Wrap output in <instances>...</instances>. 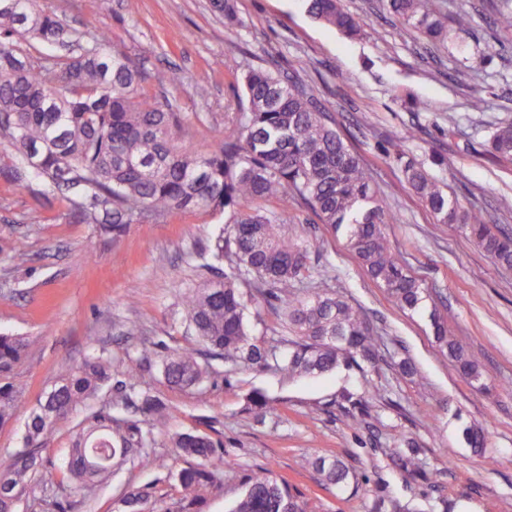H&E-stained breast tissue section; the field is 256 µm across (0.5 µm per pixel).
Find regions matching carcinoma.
Instances as JSON below:
<instances>
[{
	"label": "carcinoma",
	"mask_w": 512,
	"mask_h": 512,
	"mask_svg": "<svg viewBox=\"0 0 512 512\" xmlns=\"http://www.w3.org/2000/svg\"><path fill=\"white\" fill-rule=\"evenodd\" d=\"M390 12L417 28L432 45L448 46V25L472 27L463 8L453 16L429 7V0H385ZM213 9L230 25L240 24L234 0H212ZM317 19L347 37L360 31L357 19L340 0H308ZM75 36L55 14L36 8V0H0V140L12 153L0 174L18 185L28 177L47 192L69 193L72 215L96 224L116 240L127 225L173 211L209 209L230 212V220L208 248L211 270L224 266V278L190 288L184 296V321L197 345L169 349L153 344L152 357L129 361L122 378H112V354L102 348L60 372L28 416L25 448L0 457V512H69L68 498L48 493L54 467L39 449L58 422L78 409L86 415L76 424L72 448L63 466L74 490L91 494L112 478L115 468L138 457L148 458L156 438L166 435L168 405L141 388L153 366L164 383L176 389L202 390L214 371L201 349L224 363L269 368L288 379L322 375L340 367L372 364L380 338L362 310L325 287L314 273L306 241L284 229L290 202L306 204L335 231L378 287L404 311L426 308L427 289L386 241L389 223L371 187L369 168L327 122L308 93L264 68L245 76L248 111L238 113L233 131L215 139L207 151L181 143L190 117L144 91L141 66L108 50L102 34ZM37 47L24 53L19 40ZM56 51L46 55L40 48ZM492 153L512 159V125L499 127ZM405 179L440 224H454L505 272H512V236L485 223L481 213L462 211L447 186L424 169L404 160ZM275 199L282 208L269 211ZM268 306L284 316L294 336L274 344L255 334L250 310ZM436 341L457 371L474 387L485 388L478 363L448 334L446 323L432 313ZM27 349L18 337L0 334V376L8 375ZM250 410L263 418L269 398L260 389L246 395ZM26 406L25 392L0 385V426ZM474 452L488 453L481 427L462 430ZM173 447L193 464L173 474L181 497L170 512H202L207 496L222 487V448L209 435L187 429L175 434ZM90 457L99 467L90 469ZM405 469L417 470V445L397 452ZM325 485L338 489L355 480L335 457L309 461ZM121 512H153L148 489L129 486L119 499ZM232 512H306L288 482L263 467L252 470Z\"/></svg>",
	"instance_id": "carcinoma-1"
}]
</instances>
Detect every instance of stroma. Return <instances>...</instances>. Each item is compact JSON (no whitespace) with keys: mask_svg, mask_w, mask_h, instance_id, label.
<instances>
[{"mask_svg":"<svg viewBox=\"0 0 512 512\" xmlns=\"http://www.w3.org/2000/svg\"><path fill=\"white\" fill-rule=\"evenodd\" d=\"M447 11L467 9L469 32L433 47L382 8V0H342L360 23L354 38L315 19L305 0H235L240 23L226 27L210 0H38L72 29L93 24L110 50L138 62L145 90L179 112L199 113L183 141L203 151L232 130L233 113L246 110V73L264 67L303 84L345 141L368 164L373 185L393 217L389 245L425 283L430 304L449 332L478 361L485 390L470 386L435 341L427 313L403 312L363 271L343 234L321 224L302 203L289 205V221L307 240L311 264L329 288L362 307L381 336L380 357L359 369L340 368L317 377L288 380L272 370L242 366L202 392L168 387L156 371L143 388L171 408L168 435L156 461H134L87 498L71 494V512H117L131 485L149 487L156 512L178 496L173 471L186 467L169 436L186 429L224 445L233 465L221 492L204 512H232L251 469L270 468L307 501L310 512H374L378 501L408 512H512V275L502 274L455 225L440 224L410 190L396 159L405 149L465 208L483 211L487 223L512 234V160L488 151V141L512 122V31L495 22L493 0H435ZM183 82L170 85V67ZM206 96H198V86ZM487 107L474 112L472 96ZM413 138H406V131ZM71 204L0 176V250L23 253L22 266L0 264V332L22 338L28 352L12 382L35 405L58 369L74 366L95 348L112 354L120 377L130 356L151 343L185 347L195 339L181 319V296L209 279L189 252L209 243L226 217L219 212H174L129 225L117 243L93 224L69 217ZM39 213L41 223L29 221ZM143 333L127 335L130 324ZM409 359L418 380L397 364ZM378 385L383 399L354 408L345 392ZM263 390L271 411L257 419L245 395ZM483 425L497 459L486 465L465 444V424ZM419 444V473L402 471L393 449ZM337 457L357 483L339 491L324 485L307 465L315 456Z\"/></svg>","mask_w":512,"mask_h":512,"instance_id":"obj_1","label":"stroma"}]
</instances>
